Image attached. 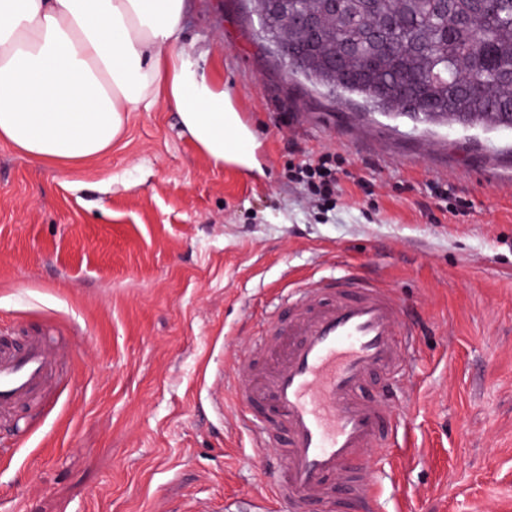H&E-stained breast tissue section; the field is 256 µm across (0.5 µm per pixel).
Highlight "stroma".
Here are the masks:
<instances>
[{
	"instance_id": "stroma-1",
	"label": "stroma",
	"mask_w": 512,
	"mask_h": 512,
	"mask_svg": "<svg viewBox=\"0 0 512 512\" xmlns=\"http://www.w3.org/2000/svg\"><path fill=\"white\" fill-rule=\"evenodd\" d=\"M247 0H189L203 56L261 143L262 170L215 167L165 107L127 115L101 157L46 165L0 141V336L72 348L37 414L0 424V512H288L266 500L231 393L286 289L377 277L417 322L380 512H512V131L427 124L287 77ZM332 152L335 213L289 161ZM466 201L432 223L430 185ZM223 406H216V397Z\"/></svg>"
}]
</instances>
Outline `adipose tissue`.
Masks as SVG:
<instances>
[{"instance_id":"ef3b65f1","label":"adipose tissue","mask_w":512,"mask_h":512,"mask_svg":"<svg viewBox=\"0 0 512 512\" xmlns=\"http://www.w3.org/2000/svg\"><path fill=\"white\" fill-rule=\"evenodd\" d=\"M186 0H0V141L42 162L106 153L165 106L215 166L257 169L223 83L184 44Z\"/></svg>"}]
</instances>
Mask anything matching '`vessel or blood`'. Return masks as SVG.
Masks as SVG:
<instances>
[{
    "instance_id": "b4317fda",
    "label": "vessel or blood",
    "mask_w": 512,
    "mask_h": 512,
    "mask_svg": "<svg viewBox=\"0 0 512 512\" xmlns=\"http://www.w3.org/2000/svg\"><path fill=\"white\" fill-rule=\"evenodd\" d=\"M403 313L391 290L357 272L310 281L294 313L264 323L266 347L293 337L277 366L261 371L252 356L241 360L236 396L246 419L261 425L259 444L281 450L267 487L290 512L313 500L324 512L346 501L374 512L368 451L390 447L401 422L387 385L410 347ZM63 356L43 336L0 338V420L34 404Z\"/></svg>"
}]
</instances>
